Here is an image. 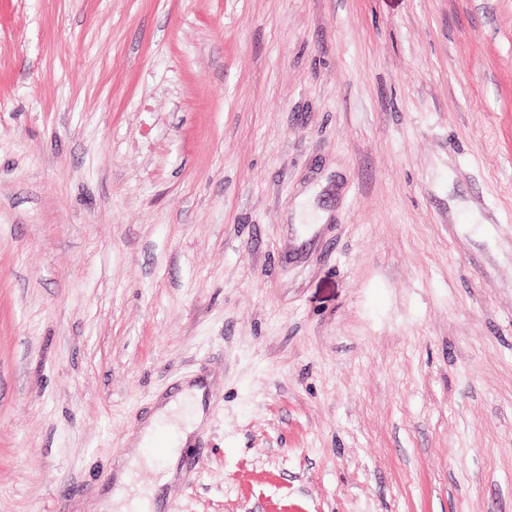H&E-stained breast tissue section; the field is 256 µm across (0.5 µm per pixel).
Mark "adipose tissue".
Listing matches in <instances>:
<instances>
[{
	"label": "adipose tissue",
	"mask_w": 512,
	"mask_h": 512,
	"mask_svg": "<svg viewBox=\"0 0 512 512\" xmlns=\"http://www.w3.org/2000/svg\"><path fill=\"white\" fill-rule=\"evenodd\" d=\"M204 393L205 389L200 384L186 386L149 418L118 471L111 492L102 501L101 512H154L155 490L135 489L131 474L135 469L150 463L151 458L145 445L155 441L167 448L161 484L175 480L180 449L187 445L190 436L204 418Z\"/></svg>",
	"instance_id": "1"
}]
</instances>
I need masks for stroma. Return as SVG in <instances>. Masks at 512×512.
I'll return each instance as SVG.
<instances>
[{
    "mask_svg": "<svg viewBox=\"0 0 512 512\" xmlns=\"http://www.w3.org/2000/svg\"><path fill=\"white\" fill-rule=\"evenodd\" d=\"M512 512V0H0V512ZM204 393L200 381L186 386L149 418L132 443L133 448L126 455L112 491L102 501L99 512H148L156 509L157 488L176 479L180 448L188 444L190 436L204 418ZM148 441L168 447L164 454L163 475L157 487L146 491L136 490L131 482V473L144 464H150L151 458L145 448Z\"/></svg>",
    "mask_w": 512,
    "mask_h": 512,
    "instance_id": "35a3bbf8",
    "label": "stroma"
}]
</instances>
